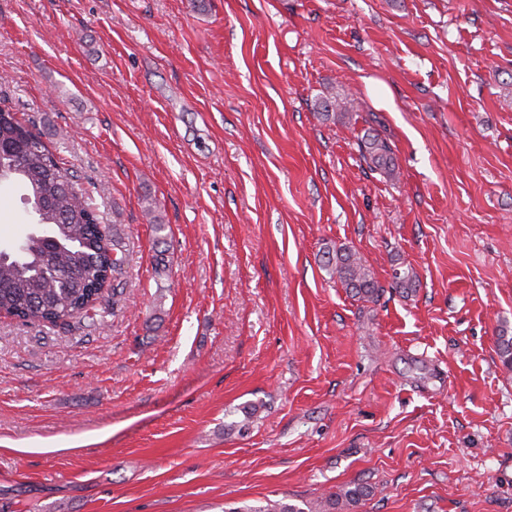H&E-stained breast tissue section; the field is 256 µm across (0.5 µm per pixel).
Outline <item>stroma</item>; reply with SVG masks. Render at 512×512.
Segmentation results:
<instances>
[{
    "label": "stroma",
    "instance_id": "35a3bbf8",
    "mask_svg": "<svg viewBox=\"0 0 512 512\" xmlns=\"http://www.w3.org/2000/svg\"><path fill=\"white\" fill-rule=\"evenodd\" d=\"M0 104L128 256L96 325L0 317V512H512V0H0ZM359 148L362 158L369 164L371 170L394 175L393 151L386 139L378 134H367L360 140ZM326 267L343 285L356 297L362 300L373 299L376 292V282L371 271L362 263L361 259L349 248H336L325 253ZM369 490L363 486L354 488H342L338 492L331 493L324 500L307 503L306 509L297 505L283 501L266 500L264 505L242 506L230 508L228 512H331L336 510V506L345 503L348 505L356 504L360 499L366 497Z\"/></svg>",
    "mask_w": 512,
    "mask_h": 512
}]
</instances>
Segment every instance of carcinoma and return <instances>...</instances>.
<instances>
[{
  "instance_id": "carcinoma-1",
  "label": "carcinoma",
  "mask_w": 512,
  "mask_h": 512,
  "mask_svg": "<svg viewBox=\"0 0 512 512\" xmlns=\"http://www.w3.org/2000/svg\"><path fill=\"white\" fill-rule=\"evenodd\" d=\"M369 168L392 175L395 171L389 142L377 134L360 140ZM14 182L25 189L35 224L15 252L0 249V314L22 322L70 325L74 319L95 321L97 304L112 292V305L122 298L125 253L117 233L106 224L86 189L65 171L35 129L8 107H0V183ZM326 267L356 297L370 300L376 292L371 271L344 247L326 252ZM363 486L342 488L325 499L300 508L266 500L224 512H334L366 497Z\"/></svg>"
}]
</instances>
